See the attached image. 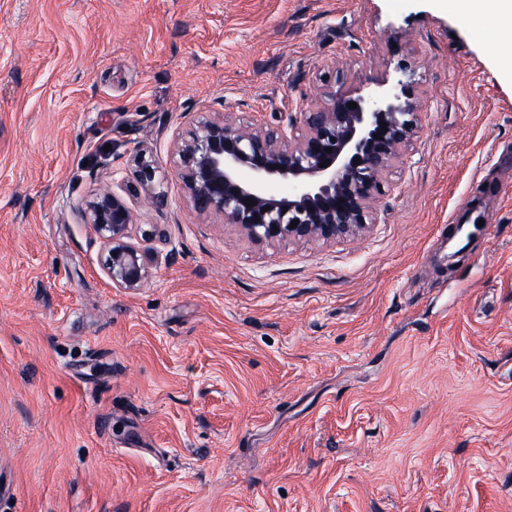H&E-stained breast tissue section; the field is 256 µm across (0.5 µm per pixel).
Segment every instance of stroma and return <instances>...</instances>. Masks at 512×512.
<instances>
[{
	"instance_id": "1",
	"label": "stroma",
	"mask_w": 512,
	"mask_h": 512,
	"mask_svg": "<svg viewBox=\"0 0 512 512\" xmlns=\"http://www.w3.org/2000/svg\"><path fill=\"white\" fill-rule=\"evenodd\" d=\"M400 80L362 236L252 244L171 172L198 119ZM139 147L168 203L128 241L168 243L128 290L74 208ZM0 512H512V36L454 0H0ZM484 228V225L456 224L448 234V251L453 255L463 252L470 240L475 236V233Z\"/></svg>"
}]
</instances>
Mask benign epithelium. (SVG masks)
I'll list each match as a JSON object with an SVG mask.
<instances>
[{"mask_svg": "<svg viewBox=\"0 0 512 512\" xmlns=\"http://www.w3.org/2000/svg\"><path fill=\"white\" fill-rule=\"evenodd\" d=\"M350 102L357 108H349ZM303 122L301 129L293 123L249 127L223 117L204 118L182 135L175 146L174 173L199 218L205 223L219 218L256 244L284 239L328 243L362 235L386 173L418 132L417 104L408 85L376 98L332 92L321 106L304 113ZM326 160L330 164L321 167ZM156 176L139 149L121 191L99 189L76 208L81 222L109 246L105 268L121 288L136 289L149 281L157 256L151 244L165 241L155 225L145 231L150 246L126 242L134 224L126 197L143 192L154 204L167 202L156 191ZM246 198L255 205L246 206ZM294 220L298 224L293 227Z\"/></svg>", "mask_w": 512, "mask_h": 512, "instance_id": "obj_1", "label": "benign epithelium"}]
</instances>
